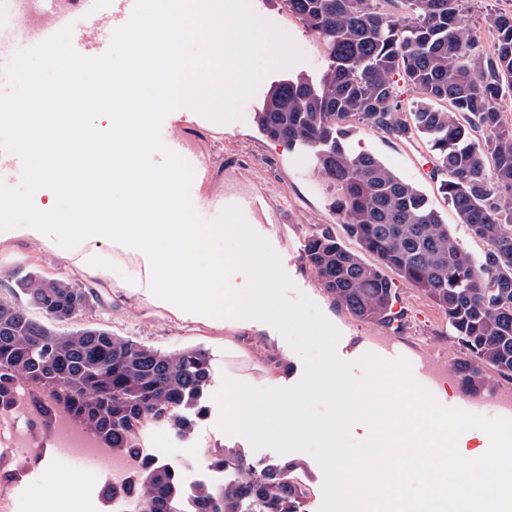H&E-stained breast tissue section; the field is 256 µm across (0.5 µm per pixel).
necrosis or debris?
I'll return each instance as SVG.
<instances>
[{"label":"necrosis or debris","instance_id":"4bbe7bcc","mask_svg":"<svg viewBox=\"0 0 512 512\" xmlns=\"http://www.w3.org/2000/svg\"><path fill=\"white\" fill-rule=\"evenodd\" d=\"M66 446L71 456L96 459L103 464V485L113 489L114 502L129 501L133 485V460L112 452L101 439L59 413L43 421L26 388H17L12 407L0 411V512H16V491L23 478L37 470L47 449Z\"/></svg>","mask_w":512,"mask_h":512}]
</instances>
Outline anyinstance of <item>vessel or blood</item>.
I'll return each mask as SVG.
<instances>
[{"label": "vessel or blood", "mask_w": 512, "mask_h": 512, "mask_svg": "<svg viewBox=\"0 0 512 512\" xmlns=\"http://www.w3.org/2000/svg\"><path fill=\"white\" fill-rule=\"evenodd\" d=\"M134 4L135 0H18L24 15L21 37L31 47L69 25L76 34L74 49L83 56L98 57L107 51L111 32L129 20ZM200 204L213 218L229 204L239 205L246 213L256 207L252 195L232 191L206 194ZM410 365L414 379L431 394H438L441 380L431 361L416 358ZM448 405L487 418L512 419V402L496 393L463 396L449 400Z\"/></svg>", "instance_id": "1"}]
</instances>
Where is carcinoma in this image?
<instances>
[{"label": "carcinoma", "instance_id": "carcinoma-1", "mask_svg": "<svg viewBox=\"0 0 512 512\" xmlns=\"http://www.w3.org/2000/svg\"><path fill=\"white\" fill-rule=\"evenodd\" d=\"M380 2L282 0L325 66L316 79L272 86L258 124L286 148L313 152L337 222L374 259L364 262L322 229L307 239L306 262L338 304L388 327L403 317L393 311V271L444 315L470 355V385H484L490 371L512 380V123L501 112L512 99V14L485 16L494 36L487 50L466 24L464 0H394L391 12ZM400 73L417 94L407 112L394 86ZM360 125L427 145L459 222L486 244L481 260L416 186L374 155L349 150ZM19 288L46 322L0 300V408L24 384L47 416L64 412L128 454L143 447L151 425L191 435L212 380L207 350L162 352L104 328L60 334L49 324L75 319L92 291L36 272ZM206 459L224 481L189 496L159 458L140 465L133 512H305L308 489L291 464L258 466L232 448L209 449Z\"/></svg>", "mask_w": 512, "mask_h": 512}]
</instances>
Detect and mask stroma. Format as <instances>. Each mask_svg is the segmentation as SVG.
Returning <instances> with one entry per match:
<instances>
[{
  "label": "stroma",
  "mask_w": 512,
  "mask_h": 512,
  "mask_svg": "<svg viewBox=\"0 0 512 512\" xmlns=\"http://www.w3.org/2000/svg\"><path fill=\"white\" fill-rule=\"evenodd\" d=\"M252 3L261 18L291 38L302 55L301 60L263 79L255 96L245 105L242 120L217 124L192 109L181 108L167 116L163 134H179L192 150L208 157L200 185L202 191L238 190L257 199L255 221L263 224L265 238L281 256L283 268L297 289L339 329L338 351L353 353L366 344L396 343L409 356L432 359L445 377L450 395L456 397L468 392L462 370L469 359L466 350L449 333L443 315L413 286L398 277L393 280L394 308L403 315L402 329L396 332L383 325L360 321L338 306L306 263L304 246L307 237L315 231L329 229L352 251L358 245L347 238L331 212L326 186L314 173L313 156L300 149H287L262 134L256 123V112L277 80L297 74L318 75L323 69L322 61L301 23L286 15L276 0H252ZM348 147L373 154L399 177L419 188L439 212L449 233L473 257L483 255L485 243L472 237L459 223L439 180L432 178V156L424 143L361 126L350 137ZM106 254L115 268L103 275L77 266L70 250H47L23 237L11 239L0 244V298L22 300L18 283L31 272L65 279L93 289L94 295L78 318L55 324L56 332L98 327L163 352L205 348L212 358L210 389L214 392L221 388L228 369L249 375L257 387H265L264 377L272 358L282 356L288 359L284 386L300 381L304 371L301 358L290 352L288 343L272 326L257 330L182 321L168 308L157 305L149 295L127 288V276L138 268L135 257L112 247L107 248ZM219 416V408L212 402L190 438H179L166 428H153L147 434L156 455L182 473L185 490H192L201 482L219 483L224 479L222 473L208 469L204 462L206 449L233 445L217 426ZM46 460L62 476L84 482V494L75 512H102L98 469L86 467L81 460L67 455L50 453Z\"/></svg>",
  "instance_id": "35a3bbf8"
}]
</instances>
